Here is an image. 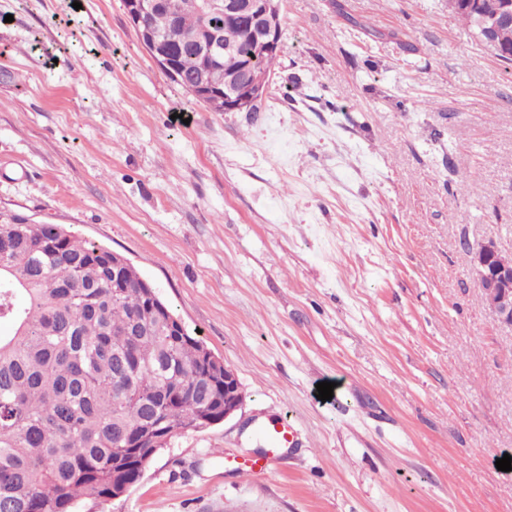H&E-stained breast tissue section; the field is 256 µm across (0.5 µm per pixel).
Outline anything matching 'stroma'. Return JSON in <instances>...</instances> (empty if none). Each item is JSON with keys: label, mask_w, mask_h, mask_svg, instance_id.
Listing matches in <instances>:
<instances>
[{"label": "stroma", "mask_w": 512, "mask_h": 512, "mask_svg": "<svg viewBox=\"0 0 512 512\" xmlns=\"http://www.w3.org/2000/svg\"><path fill=\"white\" fill-rule=\"evenodd\" d=\"M73 1L0 0V212L124 255L244 394L105 512H512V328L466 250L512 254V64L448 0H282L260 111L214 112ZM266 438L268 441V451L262 463L254 462L251 465L244 466L239 469L242 477L252 476L258 470L267 469L279 456L280 448L292 447L295 443L296 431L294 422L286 415L266 430Z\"/></svg>", "instance_id": "obj_1"}]
</instances>
